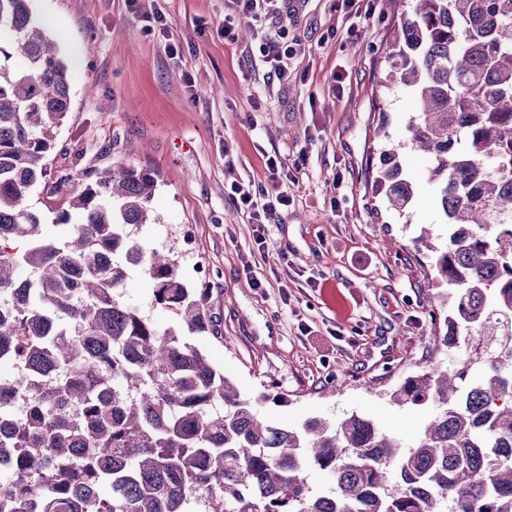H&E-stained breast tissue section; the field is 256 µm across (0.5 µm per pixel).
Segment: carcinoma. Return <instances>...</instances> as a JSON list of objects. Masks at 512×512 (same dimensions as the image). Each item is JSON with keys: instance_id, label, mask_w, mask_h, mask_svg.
Returning <instances> with one entry per match:
<instances>
[{"instance_id": "cac0c4a2", "label": "carcinoma", "mask_w": 512, "mask_h": 512, "mask_svg": "<svg viewBox=\"0 0 512 512\" xmlns=\"http://www.w3.org/2000/svg\"><path fill=\"white\" fill-rule=\"evenodd\" d=\"M32 0H0V354L28 374L0 381V410L26 401L0 458V512H512V0H412L389 46L386 82L418 106L410 149L430 156L448 246L444 345L472 357L392 393L433 411L405 447L351 414L302 429L269 423L188 342L211 327L209 289L132 229L153 221L156 178L117 166L48 175L53 129L70 106L68 66ZM20 56L22 63H14ZM378 181L403 216L414 197L396 148ZM41 189L68 208L45 234ZM131 266L156 282L176 325L159 330L121 300ZM481 379L468 383L473 367ZM334 478L315 494L306 466Z\"/></svg>"}]
</instances>
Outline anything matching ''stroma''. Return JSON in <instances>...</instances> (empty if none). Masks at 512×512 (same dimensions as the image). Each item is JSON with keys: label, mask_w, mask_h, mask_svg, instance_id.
Returning <instances> with one entry per match:
<instances>
[{"label": "stroma", "mask_w": 512, "mask_h": 512, "mask_svg": "<svg viewBox=\"0 0 512 512\" xmlns=\"http://www.w3.org/2000/svg\"><path fill=\"white\" fill-rule=\"evenodd\" d=\"M32 7L71 76L49 166L68 171L77 191L89 170L154 173L158 220L134 235L171 254L190 286L209 288L215 330L193 344L268 422L297 428L358 413L412 444L431 407L395 405L390 392L429 367L455 368L466 348L434 342L447 330L448 302L430 249L446 247L448 227L432 161L408 147L414 97L385 82L384 49L406 0H372L355 36L341 0H295L287 14L242 22L232 42L224 0ZM283 25L301 40L285 81L246 55L255 32ZM386 145L399 148L414 186L403 216L377 181ZM272 154L291 164L287 181L269 179L262 158ZM248 180L292 199L265 224L262 247L227 196ZM154 288L132 267L119 293L164 329L174 319Z\"/></svg>", "instance_id": "35a3bbf8"}]
</instances>
